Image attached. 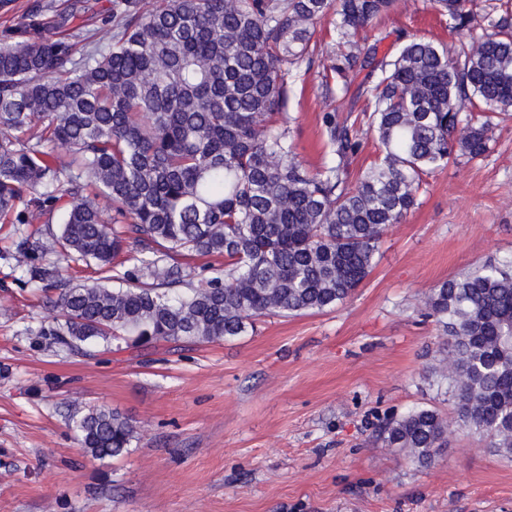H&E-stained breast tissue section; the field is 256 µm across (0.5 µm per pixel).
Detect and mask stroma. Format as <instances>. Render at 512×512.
I'll return each mask as SVG.
<instances>
[{
  "label": "stroma",
  "mask_w": 512,
  "mask_h": 512,
  "mask_svg": "<svg viewBox=\"0 0 512 512\" xmlns=\"http://www.w3.org/2000/svg\"><path fill=\"white\" fill-rule=\"evenodd\" d=\"M379 53L415 34L456 48L464 36L431 0H396L369 29ZM287 112L310 170L322 162L336 53L317 28ZM512 259V120L482 158L426 177L417 204L382 236L375 264L343 303L257 317L239 336L87 359L24 335L45 314L0 259V512H512V460L455 420L437 372L445 335L423 299L444 281ZM106 406L135 437L123 456H83L74 408ZM434 408L448 446L412 464L374 443L386 418Z\"/></svg>",
  "instance_id": "35a3bbf8"
}]
</instances>
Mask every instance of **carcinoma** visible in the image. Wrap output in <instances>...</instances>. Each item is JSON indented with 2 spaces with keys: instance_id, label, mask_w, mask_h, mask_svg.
Returning <instances> with one entry per match:
<instances>
[{
  "instance_id": "carcinoma-1",
  "label": "carcinoma",
  "mask_w": 512,
  "mask_h": 512,
  "mask_svg": "<svg viewBox=\"0 0 512 512\" xmlns=\"http://www.w3.org/2000/svg\"><path fill=\"white\" fill-rule=\"evenodd\" d=\"M83 3L48 22L38 4L0 32V217L16 225L25 282L55 311L28 335L71 355L93 357L117 335L136 348L221 341L268 312L344 302L423 176L483 156L494 118L512 112V0L480 13L474 0H432L469 43L451 56L406 35L382 57L355 36L394 0H158L145 13L112 0L110 42L80 49L68 26ZM329 16L345 50L326 78L346 91L364 74L363 106L353 120L323 115L313 174L286 109ZM363 127L380 155L353 184ZM71 263L109 270L115 285L75 284ZM425 311L448 335L439 373L457 420L512 458V261L432 289ZM73 423L96 460L123 455L135 433L105 406ZM377 441L430 465L447 424L418 408L389 418Z\"/></svg>"
}]
</instances>
